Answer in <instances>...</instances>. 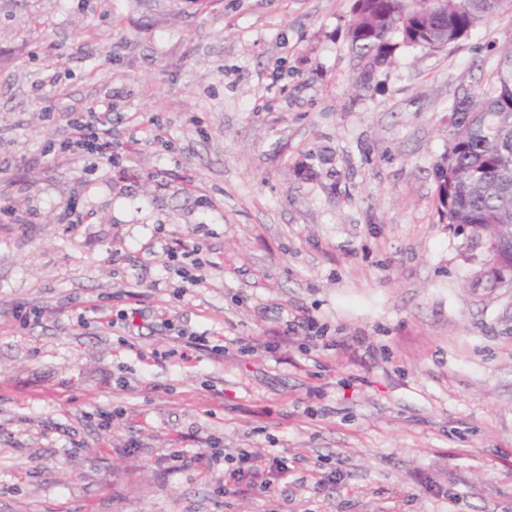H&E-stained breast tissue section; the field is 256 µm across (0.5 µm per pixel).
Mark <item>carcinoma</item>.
<instances>
[{"label":"carcinoma","instance_id":"cac0c4a2","mask_svg":"<svg viewBox=\"0 0 512 512\" xmlns=\"http://www.w3.org/2000/svg\"><path fill=\"white\" fill-rule=\"evenodd\" d=\"M512 0H353L348 39L361 82L387 64L397 44L438 51L470 33ZM512 46L483 87L454 100L448 149L434 165L437 211L448 224L467 225L496 239L512 229Z\"/></svg>","mask_w":512,"mask_h":512}]
</instances>
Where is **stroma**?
I'll use <instances>...</instances> for the list:
<instances>
[{"label": "stroma", "mask_w": 512, "mask_h": 512, "mask_svg": "<svg viewBox=\"0 0 512 512\" xmlns=\"http://www.w3.org/2000/svg\"><path fill=\"white\" fill-rule=\"evenodd\" d=\"M352 4L0 0V171L33 211L0 227V512H512V282L434 176L512 11L362 90ZM107 103L133 150L61 152ZM180 234L202 285L161 250ZM134 291L151 328L98 322ZM178 326L223 353L153 361ZM211 445L291 473L226 494L165 459Z\"/></svg>", "instance_id": "1"}]
</instances>
